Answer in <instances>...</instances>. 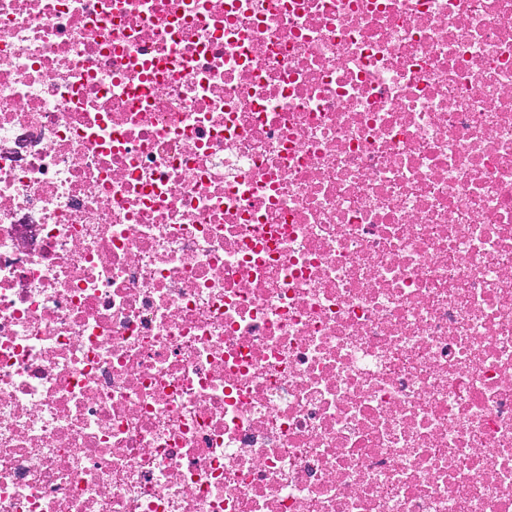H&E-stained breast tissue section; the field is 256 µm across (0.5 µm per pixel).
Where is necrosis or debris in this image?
Listing matches in <instances>:
<instances>
[{"mask_svg":"<svg viewBox=\"0 0 512 512\" xmlns=\"http://www.w3.org/2000/svg\"><path fill=\"white\" fill-rule=\"evenodd\" d=\"M0 512H512V0H0Z\"/></svg>","mask_w":512,"mask_h":512,"instance_id":"obj_1","label":"necrosis or debris"}]
</instances>
